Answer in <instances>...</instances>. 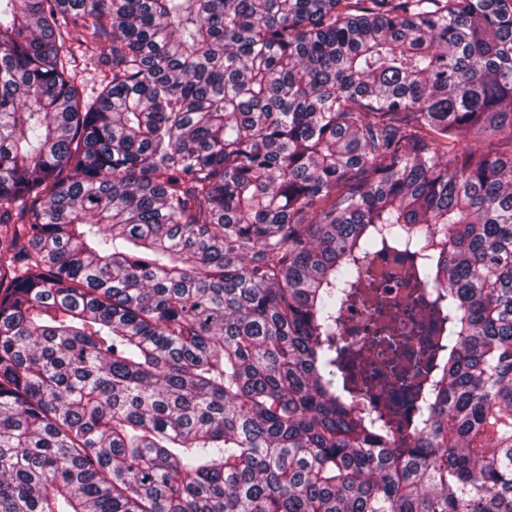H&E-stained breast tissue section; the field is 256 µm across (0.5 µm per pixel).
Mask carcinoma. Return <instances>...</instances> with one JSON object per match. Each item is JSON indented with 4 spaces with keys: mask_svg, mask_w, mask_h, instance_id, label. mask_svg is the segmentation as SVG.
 <instances>
[{
    "mask_svg": "<svg viewBox=\"0 0 512 512\" xmlns=\"http://www.w3.org/2000/svg\"><path fill=\"white\" fill-rule=\"evenodd\" d=\"M505 145L512 0H0V512H512ZM377 251L448 325L403 440ZM371 313L370 307L359 303L347 307L343 311V340L353 351L366 349L373 342V338L367 335L364 329V321ZM353 402L359 404L361 408L377 407V410L383 412L391 421L394 431L399 435L411 431L418 415V409L415 405L393 407L376 391L362 387L360 384L355 386Z\"/></svg>",
    "mask_w": 512,
    "mask_h": 512,
    "instance_id": "cac0c4a2",
    "label": "carcinoma"
}]
</instances>
